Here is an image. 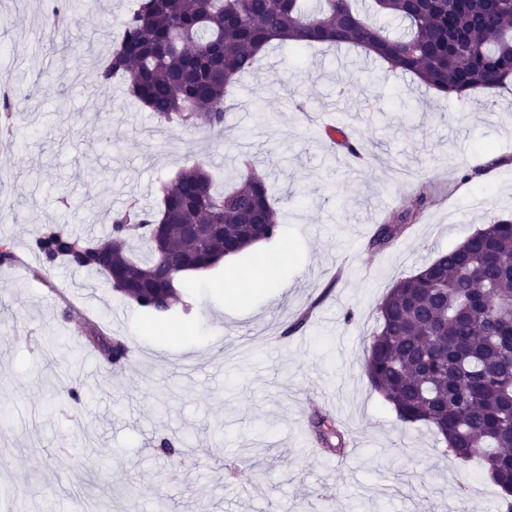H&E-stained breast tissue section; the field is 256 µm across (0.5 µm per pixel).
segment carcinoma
<instances>
[{
    "instance_id": "obj_1",
    "label": "carcinoma",
    "mask_w": 512,
    "mask_h": 512,
    "mask_svg": "<svg viewBox=\"0 0 512 512\" xmlns=\"http://www.w3.org/2000/svg\"><path fill=\"white\" fill-rule=\"evenodd\" d=\"M358 2L137 0L97 79L121 80L158 118L209 134L224 125L227 88L274 42L296 51L310 43L360 47L393 72L460 99L512 77V0H369L373 12L399 21L400 33L371 24ZM244 168L236 185L218 193L210 171L194 160L161 186L160 211L133 206L115 214L108 239L53 224L33 246L49 266L64 261L103 273L124 297L137 287L134 302L164 314L171 303L158 299L176 297L182 274L174 259L194 248L182 225H224L194 272L277 235L280 215L266 178ZM409 218L380 225L371 245L390 244ZM134 238L146 241L148 256L133 253ZM378 311L365 363L371 385L401 422L434 428L457 459H480L512 512V219L483 225L397 281ZM128 359L124 342L109 347L111 364ZM313 427L326 449H343L330 418L317 417Z\"/></svg>"
}]
</instances>
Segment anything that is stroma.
I'll return each mask as SVG.
<instances>
[{
  "mask_svg": "<svg viewBox=\"0 0 512 512\" xmlns=\"http://www.w3.org/2000/svg\"><path fill=\"white\" fill-rule=\"evenodd\" d=\"M131 7L95 0L50 29L35 24L50 0H0V80L24 75L26 115L0 136L13 254L0 267V512H497L479 463L402 423L363 365L398 280L512 217V83L447 98L361 49L276 45L229 87L224 131L206 137L160 121L123 82L91 83ZM329 112L365 162L323 134ZM245 154L272 187L279 236L189 276L167 315L33 248L47 224L106 237L113 213L158 206L189 160L228 176ZM414 209L394 245L369 248ZM283 249L279 280L228 298L238 273ZM92 324L134 361L110 366ZM317 413L343 429V455L319 449Z\"/></svg>",
  "mask_w": 512,
  "mask_h": 512,
  "instance_id": "1",
  "label": "stroma"
}]
</instances>
